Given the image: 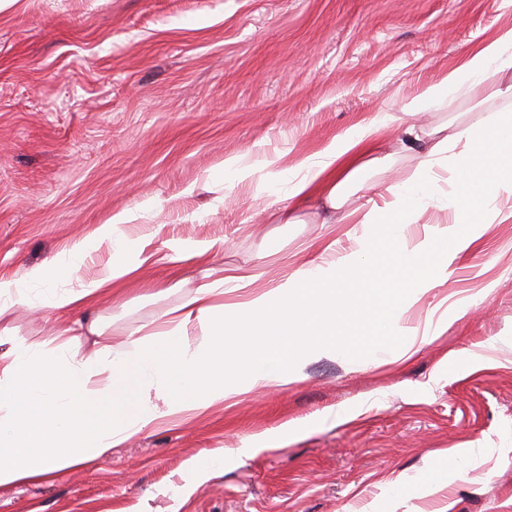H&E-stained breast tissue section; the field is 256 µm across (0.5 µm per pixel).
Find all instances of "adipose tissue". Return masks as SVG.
<instances>
[{
    "label": "adipose tissue",
    "instance_id": "adipose-tissue-1",
    "mask_svg": "<svg viewBox=\"0 0 512 512\" xmlns=\"http://www.w3.org/2000/svg\"><path fill=\"white\" fill-rule=\"evenodd\" d=\"M511 69L509 30L468 51L417 102L436 105L461 88L481 85L489 74ZM377 131L376 124L364 125L335 140L320 161L307 164L289 193L291 205L278 211L280 222L298 223L297 202L313 196L321 201L327 223H335L346 202V183L362 169L384 162L382 156L366 153V143ZM452 142L460 150L451 161L453 227L444 245L410 251L386 238L373 244L363 260L348 256L326 268L297 269L242 309L216 303V285L206 283L169 310L161 330L131 333L119 351L102 339L94 323L88 328L94 341L86 354L80 353L76 336L51 348L13 342L0 354V485L43 483L64 468L91 467L162 417L204 413L214 402L264 382L288 384L306 348H335L337 332L356 347L369 336H403L406 302L450 275L453 262L478 243L487 201L512 195V113H499L491 127H466L451 141L436 143L431 156L421 161L411 189L394 199H386L376 187L366 189L362 223H418L425 207L417 196L432 191L439 180L433 156ZM157 261L156 252L138 249L134 261L112 264L100 277L53 291L49 305L90 310L117 281ZM71 274V266L53 263L31 269L23 283L0 276V298L29 302L27 284ZM347 280L358 285L361 298L345 293ZM192 326L208 336V346L192 347ZM153 391L159 403L150 401ZM130 409L134 420L121 422Z\"/></svg>",
    "mask_w": 512,
    "mask_h": 512
}]
</instances>
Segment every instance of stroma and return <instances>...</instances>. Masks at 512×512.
I'll list each match as a JSON object with an SVG mask.
<instances>
[{"label":"stroma","mask_w":512,"mask_h":512,"mask_svg":"<svg viewBox=\"0 0 512 512\" xmlns=\"http://www.w3.org/2000/svg\"><path fill=\"white\" fill-rule=\"evenodd\" d=\"M512 29V0H0V275L69 261L73 245L114 214L119 246L90 249L74 274L92 278L129 243L172 254L222 242L214 257L142 267L94 314L114 348L204 283L207 268L245 270L221 303H242L289 273L370 241L407 248L451 227V172L440 169L426 213L402 227L321 224L308 201L299 224H275L302 163L369 120L381 124L382 169L365 183L403 188L421 160L418 133L472 125L512 109L500 75L414 116L404 108L465 53ZM244 158L238 180L224 162ZM279 159L271 177L266 163ZM512 197L484 214L477 248L417 294L407 340L318 349L298 381L266 382L203 414L150 425L94 466L44 485H0V512H512ZM76 314L0 300V332L58 344ZM412 355H405V344ZM292 422L297 433L242 452ZM463 449L462 476L424 475ZM223 454L209 479L187 462Z\"/></svg>","instance_id":"35a3bbf8"}]
</instances>
